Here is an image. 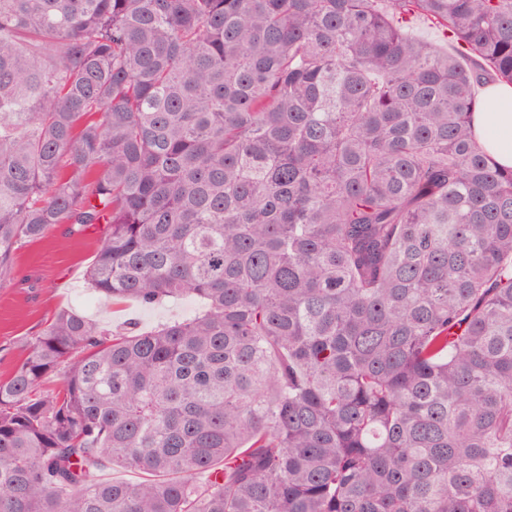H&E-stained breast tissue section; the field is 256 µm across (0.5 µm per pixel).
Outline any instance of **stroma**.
<instances>
[{"label": "stroma", "mask_w": 512, "mask_h": 512, "mask_svg": "<svg viewBox=\"0 0 512 512\" xmlns=\"http://www.w3.org/2000/svg\"><path fill=\"white\" fill-rule=\"evenodd\" d=\"M98 246L93 233L76 235L60 224L46 238L19 251L12 283L0 286V378L9 376L26 353V343L53 313L78 309L93 321L121 331L145 332L193 317L201 304L169 298L151 307L133 300L109 303L87 286V271Z\"/></svg>", "instance_id": "1"}]
</instances>
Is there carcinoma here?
<instances>
[{
    "instance_id": "carcinoma-1",
    "label": "carcinoma",
    "mask_w": 512,
    "mask_h": 512,
    "mask_svg": "<svg viewBox=\"0 0 512 512\" xmlns=\"http://www.w3.org/2000/svg\"><path fill=\"white\" fill-rule=\"evenodd\" d=\"M488 82L512 0H0V284L67 224L98 294L202 302L54 313L0 380V512H512ZM412 34L424 41L431 42L436 47L443 51H452V45L448 41L444 40L435 29L431 28L426 20L421 18L416 19L410 28Z\"/></svg>"
}]
</instances>
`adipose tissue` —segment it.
Masks as SVG:
<instances>
[{"instance_id":"obj_1","label":"adipose tissue","mask_w":512,"mask_h":512,"mask_svg":"<svg viewBox=\"0 0 512 512\" xmlns=\"http://www.w3.org/2000/svg\"><path fill=\"white\" fill-rule=\"evenodd\" d=\"M481 98L483 108L473 118L478 140L497 164L512 167V85H484Z\"/></svg>"}]
</instances>
